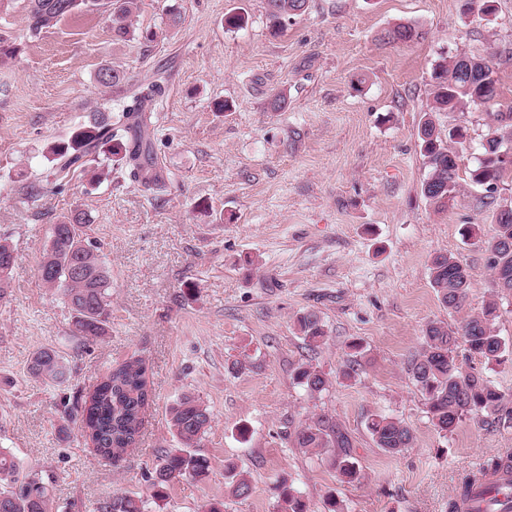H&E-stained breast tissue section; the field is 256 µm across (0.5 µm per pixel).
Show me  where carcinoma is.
<instances>
[{"label": "carcinoma", "instance_id": "1", "mask_svg": "<svg viewBox=\"0 0 512 512\" xmlns=\"http://www.w3.org/2000/svg\"><path fill=\"white\" fill-rule=\"evenodd\" d=\"M141 0H27V29L32 38L55 27L65 18L78 17L104 8L112 17L114 35L124 40L133 34L130 18L140 9ZM309 0H266L268 18L275 28L303 14ZM419 36L414 26L402 24L382 35L387 43H406ZM497 50L490 47L484 55H454L442 59L434 68L431 95L434 111L449 115L466 108L483 109L491 106L498 96L497 81L485 85L480 73L492 63ZM97 80L104 86H118L126 81L123 71L103 67ZM488 132L481 143L482 152L477 166L470 171V180L480 187L497 184L512 166L498 158V149L512 144V112H489ZM122 131L112 130L111 113L96 110L76 126L69 138L52 143L47 153L56 161V174L67 176L87 162V157L99 151L115 157L130 168L134 181L149 188L163 182L150 132V116L144 102L127 109L122 115ZM418 145L426 160L428 172L421 183V194L437 208H445L459 188V152L454 145L463 143L466 133L461 126H442L433 114H424L418 128ZM92 223L91 214L75 209L52 225L50 241L39 264L43 282L63 296L71 311L77 335L89 339L109 332L112 314V274L107 262L101 259L97 247L84 238V228ZM495 236L489 247L488 267L494 280L500 269L512 271V250L505 248L512 241V210L494 215ZM15 251L6 240H0V301L9 294V274L15 263ZM431 285L441 305L450 313H458L467 301L472 286L469 269L446 254L432 259ZM498 317L494 302L482 312L469 315L455 330L441 321L429 323L424 330L420 350L411 355L409 372L426 401L434 427L448 432L465 417L485 416L502 428H512V402L490 380L467 365L481 358L503 363L512 360V344H507L495 330ZM296 330L305 345L313 349L326 338L325 324L315 311L296 318ZM348 353L342 376L351 379L358 375L363 346L352 340L346 344ZM32 377L60 385L67 377L64 358L53 347L35 351L29 361ZM143 360L135 359L113 368L83 401L80 408L65 413V421H78L84 429L96 455L119 460L138 442L143 412L149 401ZM294 381L310 395L325 391L329 379L308 362L297 364ZM212 414L208 407L191 394L180 396L170 408L169 424L177 447L161 451L152 472L151 486L156 498L165 496L167 488L183 478H202L209 473V460L196 448L211 428ZM366 428L376 447L388 455H399L412 447L414 437L410 427L398 418L372 414ZM298 448L332 450V467L337 477L346 483L360 478L357 463L352 460L353 439L340 422L329 414H321L288 434ZM497 476L503 485L492 489L491 510L501 507L498 496L512 505V453L494 456L468 476L456 499L448 502V512H460V504L477 488L489 486ZM232 494L246 498L252 488L248 478L233 464L224 469ZM277 512H309L302 492L287 481L275 486ZM52 481L39 473H25L15 456L0 450V512H50ZM98 512H144L143 501L132 495H117L101 503Z\"/></svg>", "mask_w": 512, "mask_h": 512}]
</instances>
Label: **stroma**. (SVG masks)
Returning a JSON list of instances; mask_svg holds the SVG:
<instances>
[{
    "label": "stroma",
    "instance_id": "35a3bbf8",
    "mask_svg": "<svg viewBox=\"0 0 512 512\" xmlns=\"http://www.w3.org/2000/svg\"><path fill=\"white\" fill-rule=\"evenodd\" d=\"M239 7L247 25L226 28L225 15ZM399 24L413 25L417 40L379 44V33ZM135 26L136 37L119 40L109 15L92 12L32 38L25 0H0V36L19 48L0 64V238L16 253L0 301V448L53 476L55 512H97L121 494L144 499L147 512H202L215 500L224 512H276L282 479L312 512H324L330 495L347 512H448L467 475L512 450V429L467 418L437 430L408 360L428 322L457 328L492 300L495 328L512 343V293L500 292L487 267L493 214L512 204V175L483 204L469 171L486 114L439 115L465 127L467 141L462 190L437 209L420 194L427 168L417 129L441 58L491 46L500 51L492 109L512 110V0H497L487 19L465 13L463 0H310L279 32L266 0H142ZM104 66L124 71L125 83L101 86ZM275 91L286 96L276 112L267 106ZM146 94L162 189L144 190L116 164L100 184L77 174L31 195L53 178L49 144L89 112L117 116ZM217 100L228 110L215 111ZM78 207L92 215L89 237L112 272L110 330L93 340L74 337L69 308L38 271L52 224ZM439 253L472 273L462 313H448L431 286ZM308 310L327 330L312 351L295 328ZM353 339L364 354L347 380L341 368ZM43 346L67 363L64 384L30 376L29 358ZM134 357L146 361L152 397L137 447L112 464L62 411ZM301 361L327 375L326 391L312 397L294 383ZM184 394L212 414L199 448L210 471L172 483L158 501L148 473L175 445L169 409ZM323 413L351 434L359 483L340 482L328 454L288 441ZM374 413L405 422L412 448L397 456L376 448L366 429ZM228 462L250 480L249 497L230 493Z\"/></svg>",
    "mask_w": 512,
    "mask_h": 512
}]
</instances>
